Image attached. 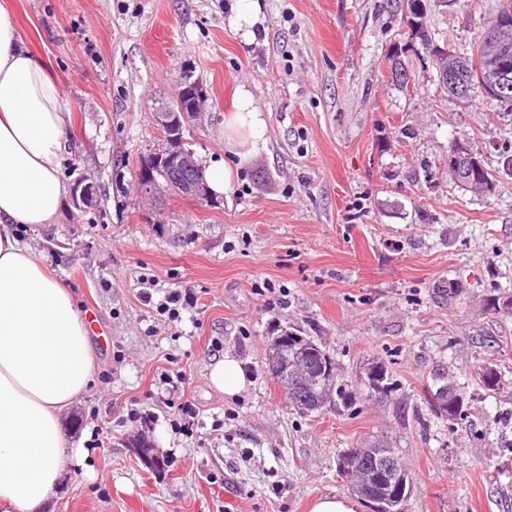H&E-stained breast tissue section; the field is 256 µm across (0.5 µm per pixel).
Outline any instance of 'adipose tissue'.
Segmentation results:
<instances>
[{
  "mask_svg": "<svg viewBox=\"0 0 512 512\" xmlns=\"http://www.w3.org/2000/svg\"><path fill=\"white\" fill-rule=\"evenodd\" d=\"M264 119L238 88L224 116L228 152L253 151ZM60 86L27 52L0 6V512H37L70 463L61 417L94 374L88 329L74 297L22 244L18 226L55 223L68 188L58 174L67 146Z\"/></svg>",
  "mask_w": 512,
  "mask_h": 512,
  "instance_id": "obj_1",
  "label": "adipose tissue"
}]
</instances>
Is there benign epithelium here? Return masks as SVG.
<instances>
[{
	"label": "benign epithelium",
	"mask_w": 512,
	"mask_h": 512,
	"mask_svg": "<svg viewBox=\"0 0 512 512\" xmlns=\"http://www.w3.org/2000/svg\"><path fill=\"white\" fill-rule=\"evenodd\" d=\"M443 55L437 70L440 83L448 86V92L460 98L468 96L457 88V67L446 62ZM484 77L478 89L490 100L504 96L508 86L509 72L512 71V18H500L484 36ZM206 94L193 82L181 87L175 95L176 105L165 104L154 113L155 121L161 126L169 146L144 160L141 166L139 184L142 191L149 194L162 181L167 186H179L184 191L197 195H206V186L198 178L199 166L191 153L180 147L185 127L195 123L202 124L201 116ZM448 164L454 170L457 181L470 183L477 178L479 161L474 157L469 143L457 141L448 153ZM95 187L91 181L80 182L74 187V203L77 207L92 205ZM378 475L395 484L396 493L407 490L405 483L399 481V471L395 458L389 455L382 458V464L374 466Z\"/></svg>",
	"instance_id": "obj_1"
}]
</instances>
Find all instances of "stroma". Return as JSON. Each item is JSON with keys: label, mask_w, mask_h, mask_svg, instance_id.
Returning a JSON list of instances; mask_svg holds the SVG:
<instances>
[{"label": "stroma", "mask_w": 512, "mask_h": 512, "mask_svg": "<svg viewBox=\"0 0 512 512\" xmlns=\"http://www.w3.org/2000/svg\"><path fill=\"white\" fill-rule=\"evenodd\" d=\"M25 47L60 83L69 114L67 184L97 186L92 206L64 200L56 223L20 230L44 266L94 313V383L64 413L68 466L42 512H308L349 495L339 452L388 441L406 461V512H512V114L439 88L410 39L404 0H259L246 43L231 0H8ZM499 0H450L429 14L471 52ZM400 52L412 85L393 83ZM209 117L186 131L197 160L225 159L229 192H141L140 163L163 144L154 114L184 75ZM265 121L254 152L224 148L237 87ZM473 141L496 187L475 194L448 176V147ZM173 288L198 298L178 325L140 299ZM458 284L450 301L438 288ZM269 283L272 294L254 287ZM314 339L352 385V410L297 413L264 355L277 336ZM236 359L249 384L229 397L209 369ZM394 388L368 396L370 367ZM500 384L486 391L478 369ZM183 370L179 388L160 382ZM469 409L448 421L429 405L436 373ZM189 400L192 433L172 429ZM156 423L130 421L131 410ZM152 446L145 461L135 442ZM163 468H155L154 460Z\"/></svg>", "instance_id": "1"}]
</instances>
